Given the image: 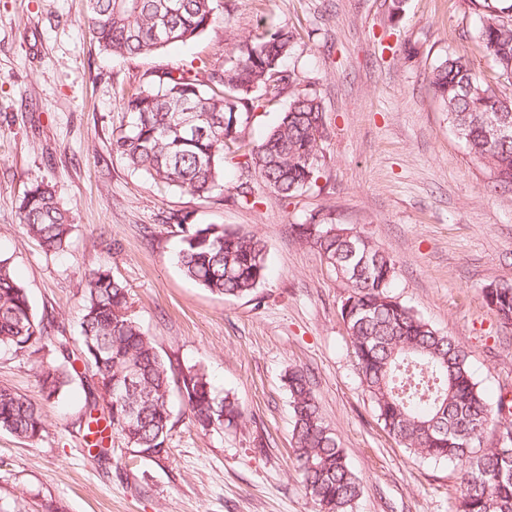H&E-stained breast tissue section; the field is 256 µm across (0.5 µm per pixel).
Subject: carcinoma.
<instances>
[{"instance_id": "cac0c4a2", "label": "carcinoma", "mask_w": 512, "mask_h": 512, "mask_svg": "<svg viewBox=\"0 0 512 512\" xmlns=\"http://www.w3.org/2000/svg\"><path fill=\"white\" fill-rule=\"evenodd\" d=\"M480 11L476 37L493 60L500 81L512 86V0H472ZM223 0H88L86 24L113 56L131 59L192 41L223 15ZM255 38L240 41L230 64L180 68L152 75L119 96L127 121L112 138V153L157 187L209 198L224 186L226 155L241 148L259 92L300 85L285 61L297 34L261 22ZM434 94L448 112V125L468 151L486 162L496 186H512V98L480 77L469 61L449 55L432 70ZM508 128L502 135L488 123ZM327 136L321 98L297 92L257 144H247L243 166L283 198L303 190L318 171L320 143ZM20 224L47 253L69 246L72 219L54 186L34 180L19 206ZM182 226L177 261L201 288L224 297L250 296L267 275L264 241L217 224ZM296 225L308 244L347 287L341 317L364 391L384 430L417 458H444L460 466L453 512H512V400L488 401L478 387L462 344L433 328L391 294L393 259L369 238L343 224ZM498 318L512 325V285L485 291ZM80 356L94 366L79 430L86 445L104 457V433L123 436L150 458L168 454L172 430V362L165 360L129 311L126 285L106 270L90 273L82 298ZM17 354L45 348L63 361L39 362L38 382L48 399L69 384L74 363L67 338L35 315L27 289L11 262L0 256V347ZM294 459L316 512H354L362 485L351 469L335 429L325 420L308 373L288 371ZM179 390L192 421L203 431L240 426L241 402L217 395L200 368L180 373ZM106 406L99 407V402ZM0 429L35 441L45 431L32 402L0 386Z\"/></svg>"}]
</instances>
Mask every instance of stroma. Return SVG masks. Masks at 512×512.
Returning <instances> with one entry per match:
<instances>
[{
  "instance_id": "obj_1",
  "label": "stroma",
  "mask_w": 512,
  "mask_h": 512,
  "mask_svg": "<svg viewBox=\"0 0 512 512\" xmlns=\"http://www.w3.org/2000/svg\"><path fill=\"white\" fill-rule=\"evenodd\" d=\"M86 2L0 0V255L72 351L85 277L109 270L159 354L203 369L217 394L243 402L247 422L200 431L176 394L167 459L140 456L117 434L95 459L77 432L94 367L75 361L65 397L49 400L36 360L2 347L0 386L37 405L46 430L35 442L0 431V512H314L292 453L283 383L292 367L307 371L363 481L354 512H452L459 467L412 458L384 431L341 318L345 285L292 227L321 213L370 237L396 263L393 296L466 346L485 396L512 388V325L484 300L486 288L512 284V190L495 187L490 167L469 155L428 82L451 54L494 81L470 0H225L229 20L131 59L99 49ZM263 19L297 33L288 65L326 109L315 183L287 200L257 183L246 201L235 190L242 171L231 167L212 197L164 193L113 154L120 90L167 67L227 64ZM293 96L269 92L247 141L259 142ZM40 178L74 220L55 256L19 223L18 202ZM180 214L259 235L265 284L224 298L187 279L176 262Z\"/></svg>"
}]
</instances>
